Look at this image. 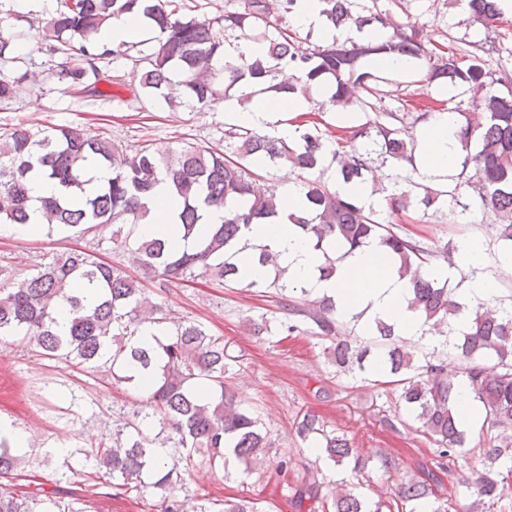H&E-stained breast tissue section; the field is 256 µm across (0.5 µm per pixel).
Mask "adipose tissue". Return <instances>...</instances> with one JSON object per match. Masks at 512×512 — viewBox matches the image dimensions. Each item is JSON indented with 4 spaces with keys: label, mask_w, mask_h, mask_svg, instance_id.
Returning <instances> with one entry per match:
<instances>
[{
    "label": "adipose tissue",
    "mask_w": 512,
    "mask_h": 512,
    "mask_svg": "<svg viewBox=\"0 0 512 512\" xmlns=\"http://www.w3.org/2000/svg\"><path fill=\"white\" fill-rule=\"evenodd\" d=\"M312 106L303 96L285 98L261 93L253 96L249 105L238 108L235 119L239 124L252 125L262 119L277 122V133L295 139L300 133L298 116ZM456 119L448 112H439L424 125L418 135L415 154L417 174L424 180L441 183L457 168L462 154L455 136ZM279 213L271 222L251 225L245 237L250 247L236 257L239 277L243 282L268 279L270 271L261 266L254 248L265 245L279 253V263L288 271V281L309 288L314 294L330 297L340 316L349 318L361 314L363 325L380 319L393 325L395 332L408 339H418L422 322L408 309L410 287L401 279L393 264L386 261L377 245L336 258L335 272L323 277L320 266L322 253L313 242L303 239L291 216L301 214L304 198L298 185L284 183L279 194ZM177 203L168 179H161L147 201L148 213L140 231L148 237L168 234L177 219Z\"/></svg>",
    "instance_id": "1"
}]
</instances>
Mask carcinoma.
Wrapping results in <instances>:
<instances>
[{"mask_svg": "<svg viewBox=\"0 0 512 512\" xmlns=\"http://www.w3.org/2000/svg\"><path fill=\"white\" fill-rule=\"evenodd\" d=\"M297 0H244L243 6L197 20L176 16L171 0H59L55 15L41 27L38 35L46 51L59 56L55 72L67 89L89 97H104L99 84H114L112 74L100 63L112 57H129L136 43L109 47L95 36L109 18L134 13L142 16L157 33L151 52L139 57L143 64L141 94L172 103L165 93L171 77L180 76L186 89L183 104L190 108L212 107L238 92V102L247 103L253 93L238 86L240 80L261 93L307 94L311 84L319 83L329 93L328 105L344 109L352 104L364 108L367 100H352V89L360 86L369 96L377 89L375 75L367 70L372 59L393 55L423 60L427 64L426 81L448 80L479 99L476 111L457 120V139L466 153L459 173L450 182L436 188L406 178L407 187H397L385 195V205L377 210L356 197L340 193L312 178L327 162L337 163L336 183L364 181L376 153L397 165L413 164L412 130L426 123L430 112H382L363 125L338 128L336 137L351 142L343 154L329 149L315 128H308L297 140L260 134L238 127L229 134V153L189 143L173 156L144 145L134 154L109 138L87 140L75 127H48L33 132L23 126L0 132V224L29 223L30 197L27 184L30 173L38 168L55 180L68 195L42 200L41 211L49 227H59L78 235L98 230L109 231L111 238L131 247L133 264L143 273L161 281V285L180 283L198 276L228 285L240 282L235 257L243 229L277 216V194H259L253 182L251 166L259 159L284 161L309 175L304 181L306 199L303 214L289 216L314 247L337 244L353 251L371 242L377 243L409 279L412 287L410 308L425 322L456 339L443 344L453 347L462 363L471 394L483 408L488 430L512 429V308L479 303L474 307L456 301L448 280L429 274L430 253L420 243L394 230L393 217L414 206L430 208L450 200L459 208L457 221L465 222L472 204L461 201V189L472 190L476 203L500 216L498 238L512 242V93L503 96L485 94L492 73L482 59L472 57L466 68L458 65L452 45H431L423 30L413 23L401 24L384 13L359 15L352 0H321L322 14L333 27L353 24L380 33L377 39L350 43L335 41L327 45L305 47L282 28L269 30V18H286L295 11ZM473 18L487 26L499 14L498 0H465ZM238 31L247 41L264 44V54L240 58L226 65L228 76L212 61L224 55V44L215 30ZM23 33L14 28L0 29V58L10 53ZM293 72L292 82L278 81L283 69ZM27 79V72L0 78V104L12 103ZM112 167V179L94 191L86 190V163ZM475 163V174L467 173ZM164 176L181 199L176 232L183 239L197 238L191 251L176 252L161 238L142 239L137 224L146 214L147 199ZM211 207L224 208V221L211 224L205 235L196 237L203 212ZM94 288L98 301L85 303L84 289ZM247 287L274 290L279 305L288 311L282 330L291 335L308 326L309 332L330 342L326 347L330 361L340 369L354 366L384 367L394 377L393 391L408 416L436 443L441 460L439 469L455 478L460 449L465 447V430L454 410L455 381L448 379L446 366L417 358L402 344L393 325L377 319L369 329L370 344L343 335V323L332 300L297 299L288 291L297 286L283 280V270L275 269L273 278ZM303 293L307 289L299 290ZM142 281L119 267L94 255L72 249L53 255L35 272L21 280L0 285V336H25L49 357L73 358L89 369L104 367L112 377L129 382L130 368L148 370L154 376L152 415L137 422L123 416L113 421L112 440L101 441L87 453L112 476L149 488L166 491L160 512H184L174 474L177 465L157 456L152 448L153 428L173 442L185 469L195 456H208L211 462L224 459V448L231 445L242 473L248 474L260 463L270 442L260 422L231 392L225 382L232 356L224 340L211 335L199 323H175L168 337L155 347L132 342L146 320L164 325L170 318L160 307L146 308L140 300ZM67 305L68 328L59 329L55 318L59 306ZM489 359L493 366L485 365ZM296 433L321 450L325 460L339 466L353 464V470L365 467L349 442L327 431L314 415L306 414L297 423ZM0 444V478L18 469L19 458ZM478 459L471 476L460 481L466 495L473 498L468 512H487L504 497L501 470L512 474V434H496L489 444L468 451ZM298 512H449L448 501L432 498L430 484L416 478L397 489L393 496L369 507L344 485L324 494L311 484L296 493Z\"/></svg>", "mask_w": 512, "mask_h": 512, "instance_id": "1", "label": "carcinoma"}]
</instances>
